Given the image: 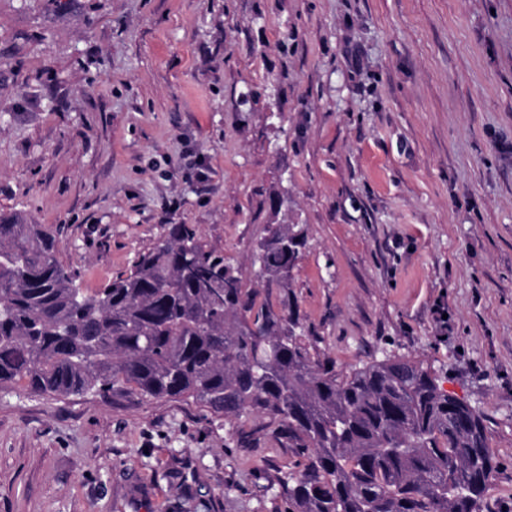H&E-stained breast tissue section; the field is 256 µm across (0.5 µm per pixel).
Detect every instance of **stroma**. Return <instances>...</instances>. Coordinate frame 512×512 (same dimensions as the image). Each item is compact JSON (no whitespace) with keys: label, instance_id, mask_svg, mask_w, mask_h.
<instances>
[{"label":"stroma","instance_id":"stroma-1","mask_svg":"<svg viewBox=\"0 0 512 512\" xmlns=\"http://www.w3.org/2000/svg\"><path fill=\"white\" fill-rule=\"evenodd\" d=\"M0 214L91 293L171 224L244 267L303 225L318 352L478 408L512 512V0H0ZM293 463L255 415L0 389V512H284Z\"/></svg>","mask_w":512,"mask_h":512}]
</instances>
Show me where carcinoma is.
Masks as SVG:
<instances>
[{"instance_id": "carcinoma-1", "label": "carcinoma", "mask_w": 512, "mask_h": 512, "mask_svg": "<svg viewBox=\"0 0 512 512\" xmlns=\"http://www.w3.org/2000/svg\"><path fill=\"white\" fill-rule=\"evenodd\" d=\"M305 246L299 225H268L248 288L195 227L172 224L87 294L52 231L1 215L0 387L267 418L296 457L278 483L287 512H479L497 472L483 414L419 361L383 353L345 373L320 354L291 288Z\"/></svg>"}]
</instances>
